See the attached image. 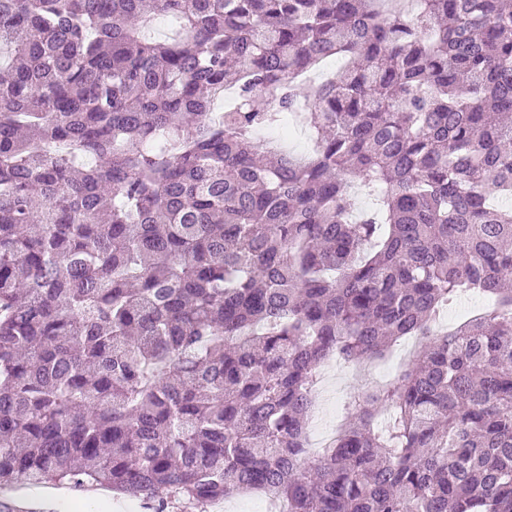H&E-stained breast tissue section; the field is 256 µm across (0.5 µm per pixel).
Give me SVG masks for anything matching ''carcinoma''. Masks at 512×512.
<instances>
[{
	"instance_id": "obj_1",
	"label": "carcinoma",
	"mask_w": 512,
	"mask_h": 512,
	"mask_svg": "<svg viewBox=\"0 0 512 512\" xmlns=\"http://www.w3.org/2000/svg\"><path fill=\"white\" fill-rule=\"evenodd\" d=\"M508 114L512 0H0V487L512 512ZM409 336L310 461L320 363Z\"/></svg>"
}]
</instances>
